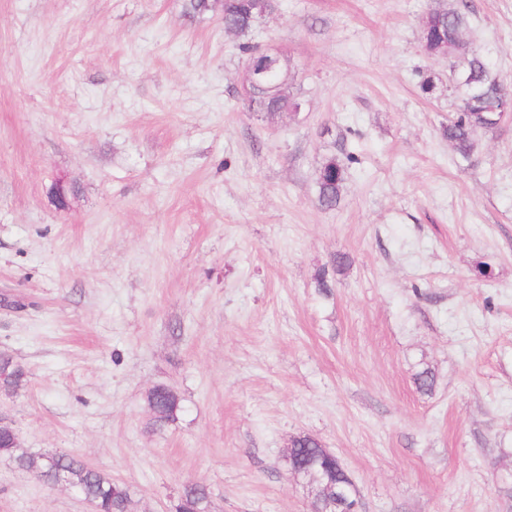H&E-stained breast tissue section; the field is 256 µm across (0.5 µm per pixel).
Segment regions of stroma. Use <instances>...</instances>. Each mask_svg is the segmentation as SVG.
Returning a JSON list of instances; mask_svg holds the SVG:
<instances>
[{
	"mask_svg": "<svg viewBox=\"0 0 512 512\" xmlns=\"http://www.w3.org/2000/svg\"><path fill=\"white\" fill-rule=\"evenodd\" d=\"M458 2L275 0L250 41L286 50L302 110L268 120L221 14L0 0V354L27 375L0 415L22 450L106 471L129 512L191 484L209 512H310L284 461L309 435L361 512H512V123L461 160L452 61L420 42ZM469 6L465 42L512 85V0ZM348 153L323 209L318 169ZM160 385L182 411L157 430ZM0 512L90 507L0 457Z\"/></svg>",
	"mask_w": 512,
	"mask_h": 512,
	"instance_id": "1",
	"label": "stroma"
}]
</instances>
